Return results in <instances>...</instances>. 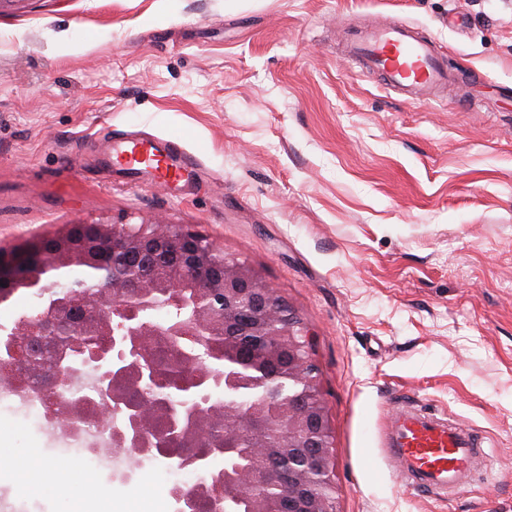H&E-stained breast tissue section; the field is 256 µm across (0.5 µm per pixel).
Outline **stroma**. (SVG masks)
I'll list each match as a JSON object with an SVG mask.
<instances>
[{
  "label": "stroma",
  "instance_id": "obj_1",
  "mask_svg": "<svg viewBox=\"0 0 512 512\" xmlns=\"http://www.w3.org/2000/svg\"><path fill=\"white\" fill-rule=\"evenodd\" d=\"M392 21L466 80L412 103L345 36ZM181 140L183 181L113 164ZM186 224L313 334L337 512H512V0H14L0 10V249L74 223ZM481 441L422 493L385 452L402 411ZM0 402V446L49 460ZM112 512H173L194 472L99 471Z\"/></svg>",
  "mask_w": 512,
  "mask_h": 512
}]
</instances>
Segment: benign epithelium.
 Wrapping results in <instances>:
<instances>
[{
  "mask_svg": "<svg viewBox=\"0 0 512 512\" xmlns=\"http://www.w3.org/2000/svg\"><path fill=\"white\" fill-rule=\"evenodd\" d=\"M71 285H41L40 303L0 333V377L25 402L45 393L28 361L55 350L59 387L48 421L88 448L189 469L199 482L171 487L174 512H336L333 431L312 335L262 278L184 224H70L0 263V303L45 263ZM172 308L166 321L156 313ZM209 337L201 359L185 345ZM288 354L285 391L267 364ZM266 397L237 403V389ZM95 420L87 439L81 423ZM224 425L211 444L210 423ZM224 460V468L214 467Z\"/></svg>",
  "mask_w": 512,
  "mask_h": 512,
  "instance_id": "obj_1",
  "label": "benign epithelium"
}]
</instances>
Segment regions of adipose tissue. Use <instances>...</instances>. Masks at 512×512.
<instances>
[{
    "mask_svg": "<svg viewBox=\"0 0 512 512\" xmlns=\"http://www.w3.org/2000/svg\"><path fill=\"white\" fill-rule=\"evenodd\" d=\"M8 465L14 474L17 492L24 494L69 493L74 501L100 494V485L93 474L78 471L66 463H46L38 451L16 456L12 449L0 448V465Z\"/></svg>",
    "mask_w": 512,
    "mask_h": 512,
    "instance_id": "obj_1",
    "label": "adipose tissue"
}]
</instances>
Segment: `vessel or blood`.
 <instances>
[{
    "label": "vessel or blood",
    "mask_w": 512,
    "mask_h": 512,
    "mask_svg": "<svg viewBox=\"0 0 512 512\" xmlns=\"http://www.w3.org/2000/svg\"><path fill=\"white\" fill-rule=\"evenodd\" d=\"M350 53L385 82L417 97L425 89L447 86L452 76L435 42L398 22L378 30H368L351 43ZM169 164L157 165V179L174 182L184 170L183 147L169 142ZM389 455L402 474L416 481L424 491L436 494L460 485L471 474L477 454L473 443L446 424L424 421L421 415H400L390 432Z\"/></svg>",
    "instance_id": "vessel-or-blood-1"
}]
</instances>
